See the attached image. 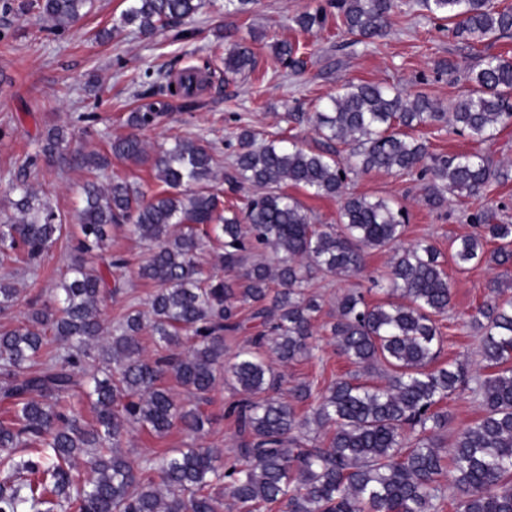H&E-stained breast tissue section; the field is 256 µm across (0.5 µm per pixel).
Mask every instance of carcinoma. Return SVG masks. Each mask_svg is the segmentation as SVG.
Returning <instances> with one entry per match:
<instances>
[{
  "label": "carcinoma",
  "instance_id": "obj_1",
  "mask_svg": "<svg viewBox=\"0 0 512 512\" xmlns=\"http://www.w3.org/2000/svg\"><path fill=\"white\" fill-rule=\"evenodd\" d=\"M91 0H31L51 30L83 16ZM204 0H132L120 24L145 36L193 17ZM336 20L359 43L395 24L396 0H330ZM433 19L452 25L469 46L512 32V4L494 0H417ZM326 10L295 19L304 32L324 28ZM285 67L304 65L299 47L274 43ZM255 65L250 42H234L224 71L241 74ZM182 70L174 86L150 88L127 113L130 132L110 152L70 148L67 128L49 129L40 156L50 166L104 170L112 161H152L160 190L150 198L131 184L104 187L88 181L77 232L68 241L71 277L48 300L31 304L26 322L0 331V448H21L28 458L10 464L0 480V512H221L229 496L237 512H512V296L497 295L472 317L482 354L495 372L479 384L483 415L461 431L452 452L440 432L448 426L442 404L468 381L459 363L435 365L441 345L437 317L452 294L438 248L419 241L400 247L406 210L383 198L345 192L351 173L383 171L428 178L426 201L478 198L512 177L509 166L479 152L434 153L416 135L427 123H449L475 144L496 139L512 122V57L487 55L467 73L468 92L449 111L419 92L405 96L373 82H348L311 120L327 149L308 152L278 137L257 143L253 129L227 126L235 146L231 190L247 191L240 206L220 207L207 183L218 159L197 141L178 139L148 157L141 131L159 124L170 99L193 111L203 71ZM289 185L317 197L341 200L340 227L313 224ZM13 213L0 216V259L17 273L37 272L61 239L63 219L25 180ZM473 231L448 244L463 269L485 257L512 268V224L494 207L468 215ZM125 224L144 243L140 278L153 285L146 309L135 305L105 330L102 303L120 290L112 273L126 265L105 254L109 230ZM215 241L214 267L204 276L201 255ZM490 243L497 247L489 252ZM371 250L394 251L388 271L370 277L401 301H367L355 288L336 304L330 333L351 364L387 383L358 375L318 394L301 383L284 390L275 364L312 352L316 296L306 287L320 272L357 276ZM18 302V290L0 281V309ZM247 308L241 317V308ZM252 324L250 341L224 365V334ZM150 327L156 353L144 355L140 334ZM240 398L224 405L238 438L234 456L217 464L211 448H172L139 464L120 451L135 428L165 436L177 429L197 439L210 423L202 411L221 374ZM174 378L181 393L165 384ZM85 398L95 413L87 423L67 404ZM316 400L304 415L296 405ZM85 460L86 472L72 474ZM450 476L459 496L445 499L440 479Z\"/></svg>",
  "mask_w": 512,
  "mask_h": 512
}]
</instances>
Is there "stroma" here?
<instances>
[{
    "mask_svg": "<svg viewBox=\"0 0 512 512\" xmlns=\"http://www.w3.org/2000/svg\"><path fill=\"white\" fill-rule=\"evenodd\" d=\"M325 4L326 0H256L248 13L234 15L225 13L224 0H207L192 20L173 24L151 38L143 37L136 27L120 26V15L129 0H94L86 16L60 33L37 22L34 13L0 12V32L5 35L0 41V212H10L9 188L20 180L31 184L70 224L76 221L82 205L81 188L89 179L101 184L125 179L152 193L156 180L147 162H116L94 174L81 168L60 171L44 164L29 171L24 162L38 151L42 136L55 125L68 128L73 146L105 152L115 137L126 134L123 120L136 105L137 89L175 81L181 69L207 60L215 74L198 92L199 108L192 112L172 108L143 138L152 153L176 137L208 142L224 162L214 185L224 190V201L231 204L237 197L227 192L224 180L233 154L224 142L225 126L237 122L264 137L289 130L300 146L316 152L322 140L312 125L305 121L291 124L285 116L297 110L314 112L316 105L343 83H382L409 94L423 91L447 106L467 92V73L480 56L512 51V33L473 49L451 32L440 30L436 21L416 8L398 14L387 35L369 45L354 42L332 14L324 30L300 31L295 17ZM247 37L254 40V70L225 74L219 42ZM276 40L306 44V64L298 74H291L275 56L271 45ZM88 113L95 121L91 135L86 136L80 117ZM425 187V181L415 175L370 172L353 177L347 189L399 202L408 213L404 244L426 239L444 251L450 239L470 232L471 226L458 203L430 208ZM107 246L129 260L124 292L107 301L104 308L105 324L110 327L130 303H145L151 287L137 275L142 243L136 236L127 228H113ZM69 262V254L58 244L36 275L20 277L14 273V264H0V279L13 282L19 290L18 305L0 311V330L19 324L31 301L48 298ZM445 267L452 302L447 315L438 320L444 334L439 360L461 362L470 379L468 386L457 389L446 402L448 428L441 439L449 445L482 414L472 384L490 375L491 369L482 357L470 319L479 306L493 300L491 283L499 270L485 262L465 271L450 261ZM355 284L352 278L316 275L311 290L321 298L315 321L317 348L311 357L284 367L289 384L310 383L320 389L354 373V365L338 352L329 324L337 300ZM237 396L233 385L218 381L211 403L203 408L212 424L202 443L226 455L236 447L237 436L233 423L224 417V405ZM188 443V438L176 432L161 438L135 430L125 437L121 448L139 460Z\"/></svg>",
    "mask_w": 512,
    "mask_h": 512,
    "instance_id": "35a3bbf8",
    "label": "stroma"
}]
</instances>
